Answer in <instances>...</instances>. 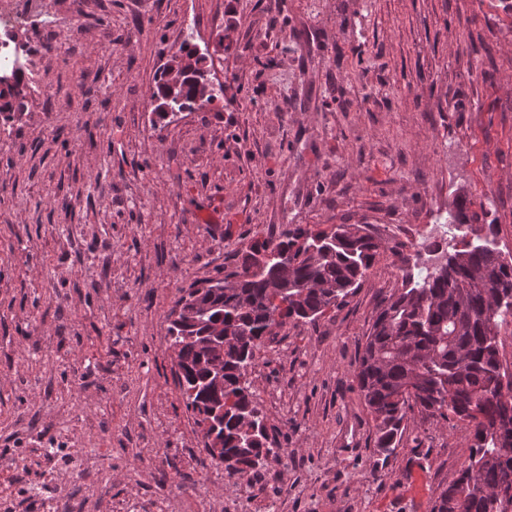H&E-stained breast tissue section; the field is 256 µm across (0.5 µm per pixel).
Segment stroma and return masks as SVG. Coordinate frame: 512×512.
I'll return each mask as SVG.
<instances>
[{"instance_id":"stroma-1","label":"stroma","mask_w":512,"mask_h":512,"mask_svg":"<svg viewBox=\"0 0 512 512\" xmlns=\"http://www.w3.org/2000/svg\"><path fill=\"white\" fill-rule=\"evenodd\" d=\"M49 2L14 29L40 91L0 130V496L37 480L53 442L76 453L85 512H433L469 427L414 415L384 452L354 372L456 195L485 211L469 237L512 255V15L500 0ZM186 43L224 93L168 122L141 102ZM213 206L222 223H197ZM336 224L403 254L263 340L247 380L278 450L228 476L185 408L167 316L251 243Z\"/></svg>"}]
</instances>
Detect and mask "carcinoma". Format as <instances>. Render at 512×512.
Returning a JSON list of instances; mask_svg holds the SVG:
<instances>
[{"label": "carcinoma", "mask_w": 512, "mask_h": 512, "mask_svg": "<svg viewBox=\"0 0 512 512\" xmlns=\"http://www.w3.org/2000/svg\"><path fill=\"white\" fill-rule=\"evenodd\" d=\"M13 83L0 87V124L14 121L25 108L31 87L24 73L0 69ZM155 112L165 120L183 111L200 110L195 85L186 80L176 88L159 76ZM466 195H458L451 223L465 227L480 221ZM405 244L372 232L368 224H336L328 231L297 226L276 240L250 245L229 289L211 288L195 300L196 311L168 326V343L179 346V388L186 410L196 424L211 421L209 431L224 440V453L236 458L230 477L253 474L272 452L264 417L254 404L243 372L255 362V351L267 336L289 320L317 319L344 302L385 251L399 256ZM446 253L450 272L423 267L404 275L403 288L378 311L366 337L355 371L358 388L376 422V447L398 446L408 413L427 417L454 416L473 432L467 464L443 489L434 512H489L488 490L512 505V395L501 394V379L512 372L500 359L499 334L512 325V257L487 244L464 239ZM284 253L292 259L288 275L275 267L254 271L255 254ZM288 299L285 319H273L271 287ZM224 325V347L199 346L203 334ZM224 368V416L209 408L208 377ZM414 375L421 376L419 393L399 397ZM254 418L256 432H241V420Z\"/></svg>", "instance_id": "carcinoma-1"}]
</instances>
